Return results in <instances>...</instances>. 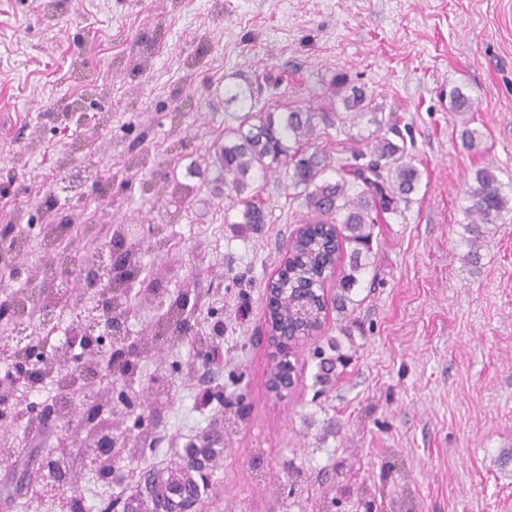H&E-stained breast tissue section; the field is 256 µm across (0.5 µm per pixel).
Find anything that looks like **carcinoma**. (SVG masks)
Wrapping results in <instances>:
<instances>
[{"label": "carcinoma", "instance_id": "carcinoma-1", "mask_svg": "<svg viewBox=\"0 0 512 512\" xmlns=\"http://www.w3.org/2000/svg\"><path fill=\"white\" fill-rule=\"evenodd\" d=\"M345 114H336V121L345 124L356 121L365 112L373 110L372 100L365 93L354 90L343 97ZM315 114L300 109L291 110L279 118L268 115L255 129L240 135L237 141L220 147L216 160L220 172L216 180L229 185L237 193L246 187L245 177L254 167L263 171L282 168L295 187H303L304 204L311 218L306 220L307 232L293 238L288 277L279 280L283 289L281 303L276 311L279 320L288 321V311L303 295V289L323 280V276H336V293L331 301L337 312L349 314L353 288L358 283L357 274L362 269V249L369 244L374 225L384 221V214L397 211L399 202L407 199L419 181V170L406 160L405 145L379 136L367 149L371 159L363 158L361 149L351 152V157H333L324 150L308 151L304 145L317 139ZM332 170L336 180L324 178ZM469 205L465 208L468 223L466 231L471 235V251L467 259L479 258L478 245L482 231L480 225L493 224L505 211L512 209V200L501 191L493 170L483 167L475 171L474 182L466 191ZM241 223L258 226L268 223V213L262 201L251 198L243 203ZM123 239L127 242V263L117 280L129 284L113 288L115 303L113 315L132 316L136 305L145 301L157 310L151 324V332L137 340L140 354L134 364L121 360L124 341H108L105 352L112 355V374L93 376L92 363L98 355H90L82 361L81 369L68 367L70 357L61 352L52 355L50 368L53 373H65L64 381L79 382L77 420L65 421L67 428L87 435H101L110 431V406L118 402L127 408L157 413L161 409V397L165 388L160 382H147L142 377L141 363L152 358L164 348H172L184 342L181 331V297L171 295L156 299L149 291H137L138 283L147 277L141 257L146 249L166 252L168 244L144 247L139 238L128 236L127 225L110 224L106 234L99 230L85 236L84 254L77 258L76 268L91 270L90 261L104 253L105 240ZM349 254L348 266L333 264ZM25 289L13 291L10 300L0 303V339H4L17 323V314L26 313L29 333L41 325V306L25 311ZM320 358L323 379L342 367L347 356ZM16 421L14 429H34L39 434L47 432V419L42 412L32 409L12 410ZM235 423L232 416H224V426L213 424L208 430L189 441L176 459L163 468H143L130 481L127 490L117 498L124 500L126 512H205L208 499L216 493L213 479L217 463L224 459V431ZM126 433L112 434V459L122 460L130 452ZM92 448L84 449L79 457L71 448L58 444L35 456L37 467L20 463L15 453L0 454V469L16 471L19 478L12 485L8 498L24 499L22 508L51 504L53 512H87L84 497L80 494L64 495L52 491L49 486H66L71 483L76 465L92 462Z\"/></svg>", "mask_w": 512, "mask_h": 512}]
</instances>
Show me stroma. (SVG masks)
I'll use <instances>...</instances> for the list:
<instances>
[{
	"label": "stroma",
	"instance_id": "obj_1",
	"mask_svg": "<svg viewBox=\"0 0 512 512\" xmlns=\"http://www.w3.org/2000/svg\"><path fill=\"white\" fill-rule=\"evenodd\" d=\"M339 75L378 110L318 124V146L350 152L389 119L421 177L373 228L354 312L329 314L279 399L261 298L304 192L250 171L245 193L269 212L252 230L212 183L215 151L270 113L342 110ZM457 89L471 111L453 110ZM487 165L512 196V0H0V213L30 234L65 218L167 225L178 250L146 265L224 318L212 367L241 413L208 512H512V211L465 259V190ZM97 174L119 194L65 195ZM332 337L351 360L323 389L313 352ZM199 394L173 377L157 448L79 492L93 504L169 462L217 417Z\"/></svg>",
	"mask_w": 512,
	"mask_h": 512
}]
</instances>
